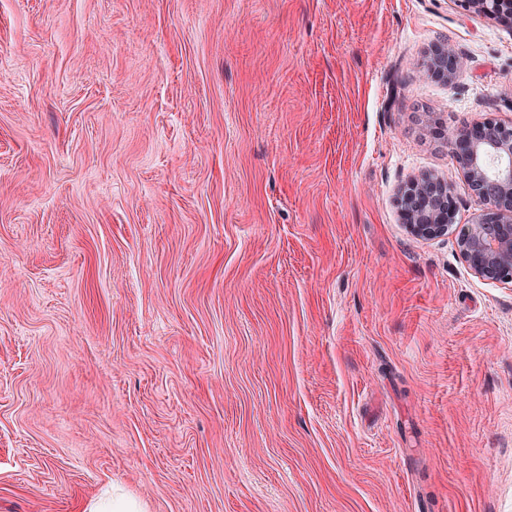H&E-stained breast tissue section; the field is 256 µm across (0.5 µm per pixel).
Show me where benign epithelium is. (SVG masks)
Returning <instances> with one entry per match:
<instances>
[{
	"label": "benign epithelium",
	"instance_id": "1",
	"mask_svg": "<svg viewBox=\"0 0 512 512\" xmlns=\"http://www.w3.org/2000/svg\"><path fill=\"white\" fill-rule=\"evenodd\" d=\"M476 13L499 14L512 22L504 0H458ZM463 67L455 48L437 44L428 72L450 80ZM456 161L484 209L459 231L461 252L479 278L512 283V123L494 119L466 126L448 136ZM403 222L415 237L431 240L453 226L455 205L448 182L433 175L410 181L401 193Z\"/></svg>",
	"mask_w": 512,
	"mask_h": 512
}]
</instances>
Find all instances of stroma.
Here are the masks:
<instances>
[{"mask_svg": "<svg viewBox=\"0 0 512 512\" xmlns=\"http://www.w3.org/2000/svg\"><path fill=\"white\" fill-rule=\"evenodd\" d=\"M488 118L459 0H0V512H512V284L397 203ZM463 67V60L447 41L437 44L431 51L428 72L435 77L451 80ZM143 506L132 498L107 492L90 508V512H143Z\"/></svg>", "mask_w": 512, "mask_h": 512, "instance_id": "stroma-1", "label": "stroma"}]
</instances>
